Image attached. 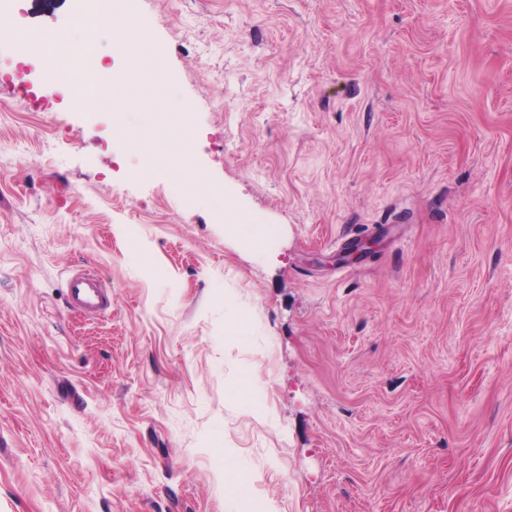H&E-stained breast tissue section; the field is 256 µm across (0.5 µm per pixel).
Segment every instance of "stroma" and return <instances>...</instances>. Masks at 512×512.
<instances>
[{
    "mask_svg": "<svg viewBox=\"0 0 512 512\" xmlns=\"http://www.w3.org/2000/svg\"><path fill=\"white\" fill-rule=\"evenodd\" d=\"M78 6L0 17V512H512V0H137L262 250L42 80ZM70 306L86 316L105 314L112 306V298L105 284L89 270L71 275L66 282Z\"/></svg>",
    "mask_w": 512,
    "mask_h": 512,
    "instance_id": "obj_1",
    "label": "stroma"
}]
</instances>
